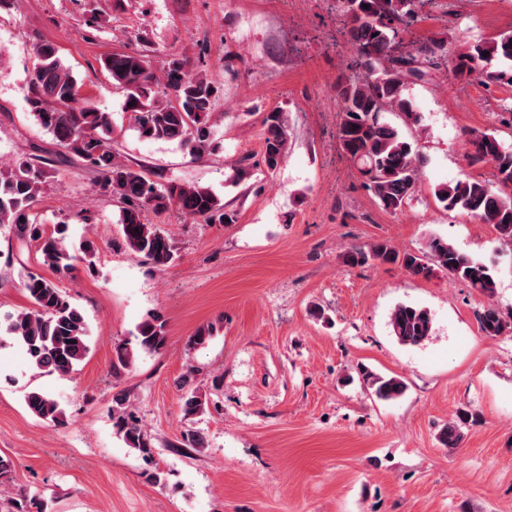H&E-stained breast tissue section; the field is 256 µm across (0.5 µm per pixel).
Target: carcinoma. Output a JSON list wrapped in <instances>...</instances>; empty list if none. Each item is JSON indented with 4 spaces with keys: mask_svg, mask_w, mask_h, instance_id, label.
I'll return each mask as SVG.
<instances>
[{
    "mask_svg": "<svg viewBox=\"0 0 512 512\" xmlns=\"http://www.w3.org/2000/svg\"><path fill=\"white\" fill-rule=\"evenodd\" d=\"M337 2L346 18L348 37L358 47L357 58L348 65L351 75L336 83L339 146L356 165L378 205L396 214L415 194L425 158L384 116L398 112L411 122L419 121L413 101L406 94L407 87L431 71L448 66V41L434 39L406 55L395 56L393 45L415 18V0ZM102 65L112 84L123 93L125 111L132 113L139 137L177 142L198 154L215 149L212 127L217 90L205 74L187 69L188 60H171L162 79L152 71L148 56L140 52H115L104 57ZM454 69L460 76L475 74L485 82L512 84V31L458 52ZM30 84L29 112L58 145L101 174V188L120 204L119 233L132 252L160 269L179 258L172 239L157 225L145 222L144 212L148 210L161 214L175 209L206 223L237 221L236 213L226 209L209 188L160 184L118 160L112 152L115 130L109 113L82 100L77 79L53 43L35 46ZM288 138L285 111L276 108L268 112L263 119L262 156L268 171H276L285 160ZM466 142L469 164L491 165L496 183L465 175L437 186L435 197L445 209L493 226L499 241L512 250V147L493 133L476 130L468 132ZM46 164L47 160L38 158L0 167V224H10L20 236L38 241L43 264L60 273L73 269L77 260L91 266L90 245L83 247L80 257L71 254L64 242V230L46 233L34 212L48 178ZM342 258L348 265L398 264L424 278L439 270L489 297L496 288L487 264L441 238L430 239L425 250L417 252H401L384 241L354 246ZM25 290L31 308L8 316L0 324V335L17 343L34 369L62 377L70 375L89 353L84 314L47 279L31 276ZM478 322L485 335L499 336L512 331V312L506 314L490 304L478 315ZM389 326L401 345L415 347L431 336L432 318L424 308L399 304L390 314ZM165 343V320L161 314L151 313L138 324L135 345L122 343L116 347L114 369L133 367L138 353L157 352ZM361 378L367 391L379 400H395L406 390L405 382L395 376L364 369ZM25 405L44 422L62 425L66 421L64 408L45 393H27ZM112 420L116 434L127 447L144 457L153 455L154 438L134 419L122 396L113 399ZM472 421L471 414L461 413L440 430L439 442L448 448L458 447Z\"/></svg>",
    "mask_w": 512,
    "mask_h": 512,
    "instance_id": "carcinoma-1",
    "label": "carcinoma"
}]
</instances>
